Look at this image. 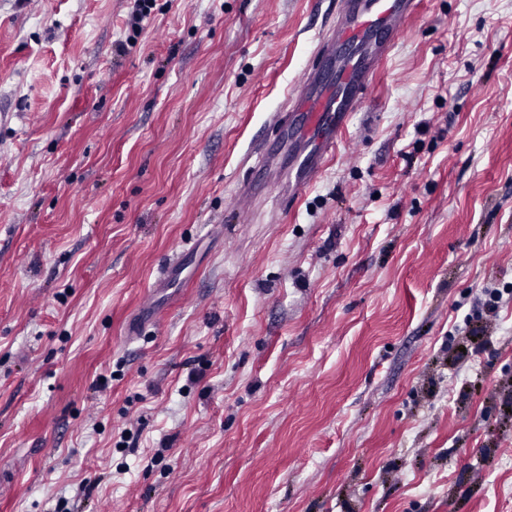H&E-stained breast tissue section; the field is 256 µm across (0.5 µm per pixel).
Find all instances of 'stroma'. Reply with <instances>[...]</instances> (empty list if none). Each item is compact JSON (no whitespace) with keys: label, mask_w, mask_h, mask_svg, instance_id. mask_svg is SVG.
<instances>
[{"label":"stroma","mask_w":512,"mask_h":512,"mask_svg":"<svg viewBox=\"0 0 512 512\" xmlns=\"http://www.w3.org/2000/svg\"><path fill=\"white\" fill-rule=\"evenodd\" d=\"M334 2L0 0V512H512V0L238 222Z\"/></svg>","instance_id":"1"}]
</instances>
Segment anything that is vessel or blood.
Instances as JSON below:
<instances>
[{"label": "vessel or blood", "mask_w": 512, "mask_h": 512, "mask_svg": "<svg viewBox=\"0 0 512 512\" xmlns=\"http://www.w3.org/2000/svg\"><path fill=\"white\" fill-rule=\"evenodd\" d=\"M419 0H336V14L317 37L314 61L289 94L275 123L282 141L305 139L288 161L291 197L321 177L368 87L386 61Z\"/></svg>", "instance_id": "obj_1"}]
</instances>
